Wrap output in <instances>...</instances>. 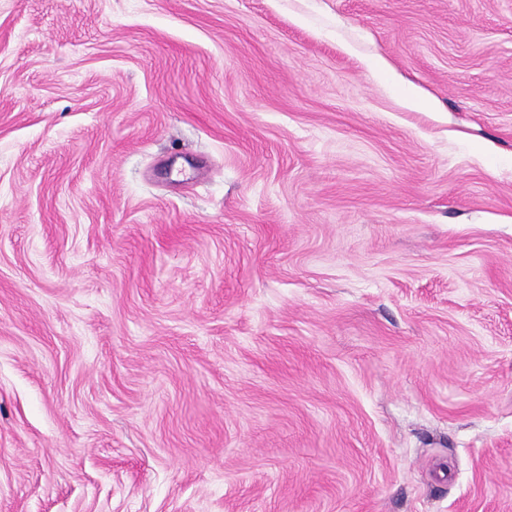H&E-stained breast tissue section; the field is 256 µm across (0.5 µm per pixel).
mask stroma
Wrapping results in <instances>:
<instances>
[{
	"mask_svg": "<svg viewBox=\"0 0 512 512\" xmlns=\"http://www.w3.org/2000/svg\"><path fill=\"white\" fill-rule=\"evenodd\" d=\"M0 512H512V0H0Z\"/></svg>",
	"mask_w": 512,
	"mask_h": 512,
	"instance_id": "stroma-1",
	"label": "stroma"
}]
</instances>
